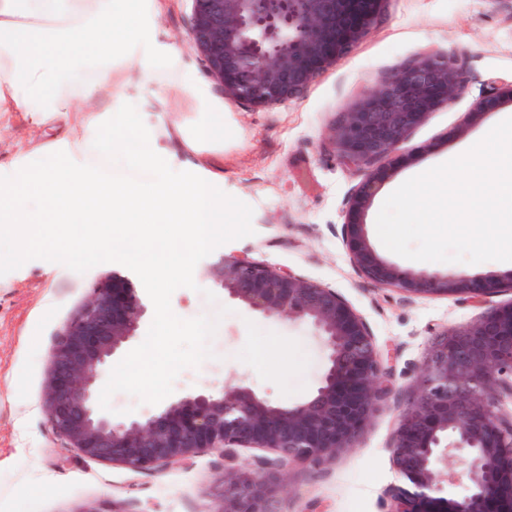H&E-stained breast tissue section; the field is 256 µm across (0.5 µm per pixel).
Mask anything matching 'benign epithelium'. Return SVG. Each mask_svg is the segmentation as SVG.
Returning <instances> with one entry per match:
<instances>
[{"label":"benign epithelium","instance_id":"benign-epithelium-1","mask_svg":"<svg viewBox=\"0 0 512 512\" xmlns=\"http://www.w3.org/2000/svg\"><path fill=\"white\" fill-rule=\"evenodd\" d=\"M189 38L209 74L236 102L269 107L298 97L346 57L380 22L385 0H191ZM463 84L458 64L423 53L368 89L332 128L340 155L368 164L392 153ZM377 191L366 180L349 203L342 232L355 267L378 286L411 296L472 299L502 285L446 273L401 275L371 246L362 220ZM227 295L273 320L310 326L326 352L320 385L305 400L275 404L247 386L193 391L153 414L116 419L99 384L109 361L138 336L147 308L121 276L96 281L81 312L52 350L45 409L53 429L86 456L134 471L190 459L201 448H267L261 469L224 472L217 512H279L285 469L319 468L357 447L387 395L385 372L367 324L343 296L247 256L229 254L209 268ZM512 393V303L489 309L430 345L407 406L400 412L393 461L409 482L392 493L393 512H512V421L499 415ZM464 463L468 494L442 496L448 458Z\"/></svg>","mask_w":512,"mask_h":512}]
</instances>
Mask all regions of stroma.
I'll return each instance as SVG.
<instances>
[{
	"instance_id": "obj_1",
	"label": "stroma",
	"mask_w": 512,
	"mask_h": 512,
	"mask_svg": "<svg viewBox=\"0 0 512 512\" xmlns=\"http://www.w3.org/2000/svg\"><path fill=\"white\" fill-rule=\"evenodd\" d=\"M144 51L176 48L179 67L208 88L207 102L149 89L142 117L161 149L174 153L165 173L219 177L243 229L193 253L197 273L158 284L119 258L90 262L40 245L22 267H0V512H214L228 465H256L264 448L199 449L188 463L132 471L92 459L57 435L43 399L50 352L66 322L89 298L91 284L113 274L133 283L148 306L138 336L107 368L102 397L113 416L155 412L167 398L245 385L277 403L305 399L321 380L325 354L303 325L264 319L206 275L222 255H248L333 289L366 322L388 370L389 396L354 450L313 470L290 467L280 512H390V490L405 480L393 463L397 417L427 350L444 330L473 323L512 303L502 291L474 302L458 295L415 297L378 287L353 265L342 236L351 197L368 177L380 189L363 221L377 253L401 272H443L505 281L512 262H423L381 243L376 218L385 199L417 171L465 153L512 116L491 89L512 80V0H388L382 21L341 62L297 98L255 107L224 97L188 37L189 0H156ZM424 51L457 60L465 82L390 155L370 164L344 160L329 137L339 113ZM83 113L34 124L24 112H0V167L33 158L68 168L67 142ZM224 124V143H192L205 122Z\"/></svg>"
}]
</instances>
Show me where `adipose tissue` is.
I'll return each instance as SVG.
<instances>
[{
	"instance_id": "1",
	"label": "adipose tissue",
	"mask_w": 512,
	"mask_h": 512,
	"mask_svg": "<svg viewBox=\"0 0 512 512\" xmlns=\"http://www.w3.org/2000/svg\"><path fill=\"white\" fill-rule=\"evenodd\" d=\"M134 0H0V112H26L34 123L61 112H93L97 118L71 144L77 160L65 173L43 164L13 166L0 181V239L16 241L0 253L1 265L29 257L35 234L48 222L79 224L86 244L74 249L55 236L54 250L99 260L119 253L162 283L193 274L190 254L162 250L159 238L190 237L204 249L222 239L231 210L212 179L170 181L151 127L142 125L139 102L127 84L174 87L198 100L208 92L187 81L169 49L133 54L146 36ZM107 90V105L98 93ZM120 128H113V121ZM141 146L131 150L130 139ZM91 155L121 157L128 169L152 170L147 181L113 177L88 164Z\"/></svg>"
}]
</instances>
